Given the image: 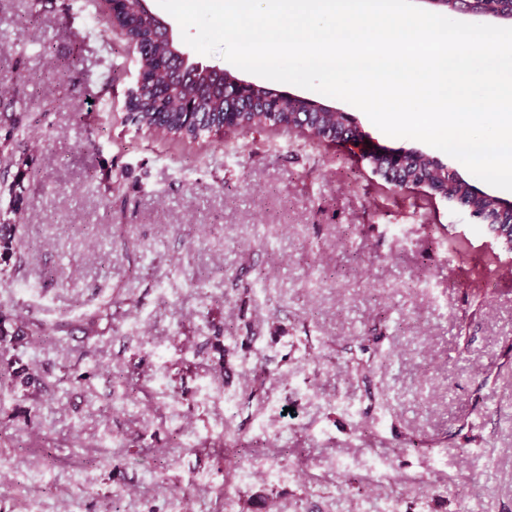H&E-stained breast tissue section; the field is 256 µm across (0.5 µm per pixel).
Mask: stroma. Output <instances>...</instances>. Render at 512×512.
I'll return each instance as SVG.
<instances>
[{"label": "stroma", "mask_w": 512, "mask_h": 512, "mask_svg": "<svg viewBox=\"0 0 512 512\" xmlns=\"http://www.w3.org/2000/svg\"><path fill=\"white\" fill-rule=\"evenodd\" d=\"M133 66L100 0H0V114L30 115L0 152L24 164L0 312L46 329L45 389L0 406V512H512V254L358 148L125 125Z\"/></svg>", "instance_id": "obj_1"}]
</instances>
